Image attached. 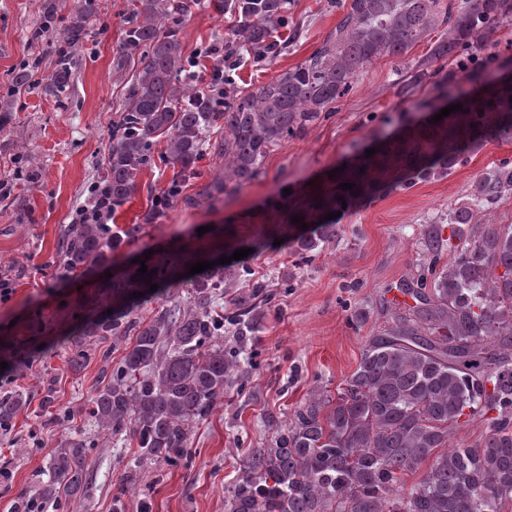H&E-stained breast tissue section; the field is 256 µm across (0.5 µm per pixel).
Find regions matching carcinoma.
Segmentation results:
<instances>
[{"mask_svg": "<svg viewBox=\"0 0 512 512\" xmlns=\"http://www.w3.org/2000/svg\"><path fill=\"white\" fill-rule=\"evenodd\" d=\"M128 28L113 64H141L121 112L112 122L103 173L90 188L83 215L64 226L58 270L68 276L94 264L120 242L109 221L137 188L142 171L156 165L155 139L166 136L161 162L175 169L168 189L152 209L163 214L197 176L207 133L224 125V139L211 145L224 157V176L210 187L214 201L241 188L259 173L266 156L302 135L336 109L357 76L381 56L398 58L442 24L433 63L449 62L474 73L496 56L481 54L512 15V0H330L343 16L304 61L251 89L232 86L213 66L207 84L181 78L184 54L179 37L183 0H130ZM234 18L225 42L263 59L275 57L272 32L288 26V0H224ZM85 36V18L70 25L67 44ZM72 59L60 53L51 88L62 92ZM462 109L428 123L407 138L365 159L363 170L344 179L353 191L336 190L352 206L384 185L372 173L396 155L401 182L441 175L477 146L512 142V81L489 86L479 96L461 93ZM512 194V165L477 177L470 200L448 212L443 225L426 224V263L406 285L414 300L392 313L381 336L365 343L356 369L337 388L314 390L263 448L249 449L240 478L224 500L225 512H507L512 506V225L487 224L477 236L464 228L477 213ZM336 238V226L320 224L301 243L306 252ZM461 244L453 246L452 239ZM450 255L448 263L441 261ZM151 277L132 270L112 284V295L165 287V261L147 263ZM234 272L222 265L201 272L192 286L191 308L159 314L144 326L134 311L115 308L87 322L79 336L135 337L114 365L107 383L88 402L99 433L137 439L143 461L176 464L187 455L194 425L242 388L241 355L253 340L254 317L247 302L230 317L235 345L224 346L221 289ZM90 352L71 337L68 363L74 371ZM43 424L60 426L69 412L55 405V380H42ZM28 398L0 396V433L9 434ZM482 417L487 433L473 447L451 444V435ZM97 448L91 437H75L54 449L50 479L35 497H19L15 512H75L73 503L91 491L90 468ZM423 469L409 488L402 477Z\"/></svg>", "mask_w": 512, "mask_h": 512, "instance_id": "carcinoma-1", "label": "carcinoma"}]
</instances>
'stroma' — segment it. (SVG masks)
<instances>
[{
	"label": "stroma",
	"instance_id": "35a3bbf8",
	"mask_svg": "<svg viewBox=\"0 0 512 512\" xmlns=\"http://www.w3.org/2000/svg\"><path fill=\"white\" fill-rule=\"evenodd\" d=\"M52 15H44L43 2ZM86 19L85 38L74 50L65 91L50 92L57 47L77 13ZM128 0H0V180L12 182L0 201V393L23 392L30 403L10 435H0L8 461L0 475V512H12L19 495H37L49 478V461L65 436L92 431L84 403L95 395L105 367L91 356L79 372L67 363L66 339L81 320L109 306L111 278L121 277L135 258L161 251L180 279L176 288L147 298L137 309L150 323L163 309L185 301L193 263L231 259L240 278L227 289L231 300L250 297L258 318L254 344L245 354L252 366L241 392L195 428L190 454L180 465L147 463L136 481L128 466L139 454L135 439L101 440L93 465V490L80 512H224V493L240 474L248 449L260 448L277 425L319 387L336 390L355 369L369 337L389 326L391 297L413 280L424 260L420 230L444 224L450 207L466 199L474 177L503 160L512 161V142L490 141L452 172L417 179L342 211L336 238L302 259L298 241L305 232L288 223V206L335 192L333 169L353 166L367 150L381 148L420 129L429 116L417 103L435 93L426 76L432 44H415L403 57L385 56L369 65L334 112L299 137L271 151L252 182L215 203L207 186L224 172L212 152L199 161L166 214L152 216L153 198L164 191L172 168L157 164L142 172L130 201L111 220L135 228L104 262L61 276L56 260L61 232L84 205L107 155L109 127L131 82V69L115 71L113 59L128 20ZM287 28L271 65L254 62L250 51L233 58L232 80L251 89L305 60L341 18L328 0H291ZM230 16L184 0L180 37L186 65H206L224 55ZM40 78L29 90L11 93L8 73L32 58ZM28 155L40 171L37 182L16 176L17 159ZM245 248L244 259H234ZM55 378L56 402L74 416L66 425L40 427L41 381Z\"/></svg>",
	"mask_w": 512,
	"mask_h": 512
}]
</instances>
